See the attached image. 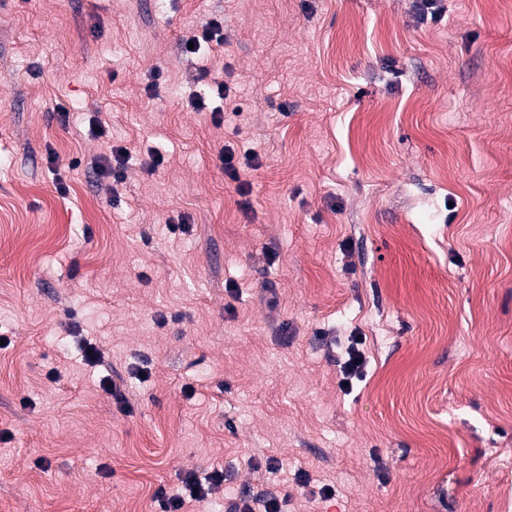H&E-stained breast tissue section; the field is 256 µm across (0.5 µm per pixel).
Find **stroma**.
Masks as SVG:
<instances>
[{
    "label": "stroma",
    "mask_w": 512,
    "mask_h": 512,
    "mask_svg": "<svg viewBox=\"0 0 512 512\" xmlns=\"http://www.w3.org/2000/svg\"><path fill=\"white\" fill-rule=\"evenodd\" d=\"M442 5L0 0V512H512V0ZM224 22V21H223ZM221 20L212 19L206 25L201 37H192L184 43V52L190 54H197L203 43H208L215 40L222 42L224 39V24ZM189 42H193V48L189 49ZM125 156L126 149L122 147L112 149L111 147L110 155L101 157L94 166V170L103 179L112 177L113 182H119L124 175ZM363 367V357L360 351L356 350L354 347L347 352V358L340 365L342 380L340 382V386L342 389H348L352 386V380L354 378H358L362 371ZM344 383H348V386H344ZM224 482V474L220 471H215L203 483L198 480L192 472H187L182 480V485L176 494L167 495L161 492V508L164 512H180L186 503L201 502L208 499L215 490ZM197 490V493H194ZM258 509V510H257ZM228 512H280L279 501L273 495L259 498L243 497L230 504Z\"/></svg>",
    "instance_id": "stroma-1"
}]
</instances>
